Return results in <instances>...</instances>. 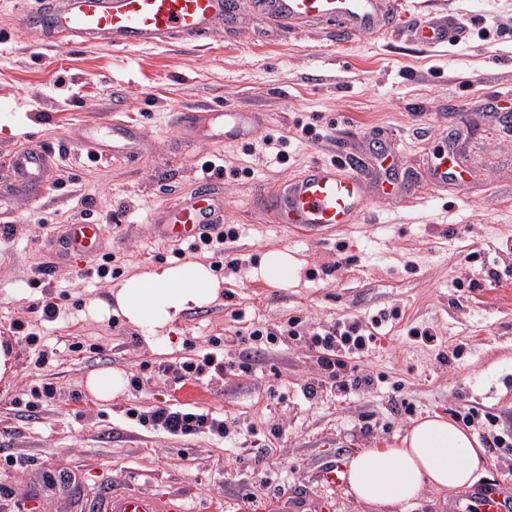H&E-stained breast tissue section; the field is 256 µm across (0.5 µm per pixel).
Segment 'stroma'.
<instances>
[{
  "mask_svg": "<svg viewBox=\"0 0 512 512\" xmlns=\"http://www.w3.org/2000/svg\"><path fill=\"white\" fill-rule=\"evenodd\" d=\"M234 3V24L208 41L115 49L28 34L14 0H0V185L15 150L52 155L38 198L12 194L0 206V337L16 369L0 380V512H87L109 484L184 498L191 512H292L298 490L304 512H368L319 484L332 457L397 446L421 417L471 407L512 435V0H402L387 30L269 35L249 0ZM451 15L464 32L447 45L412 39L411 21ZM197 105L260 112L264 124L252 141L176 155L175 114ZM115 118L139 127L137 152L88 154L82 134ZM268 136L282 139L283 159L265 148ZM372 142L392 146L393 180H377ZM449 144L462 180L438 190L422 165ZM343 154L363 161L365 220L306 235L253 211L260 192ZM206 183L237 227L229 248L243 264L219 271L222 298L186 312L169 346L155 349L123 317L89 305L108 300L116 277L211 260L156 227ZM71 224L103 225L113 276H90L85 258L59 259ZM275 248L300 263L285 287L259 272ZM48 263L53 271L38 274ZM49 302L60 309L52 322ZM383 313L375 346L350 360L372 385L305 398L319 373L308 336ZM292 316L301 338L249 349L234 337ZM18 322L54 351L49 364L32 362ZM214 337L223 345L212 347ZM73 342L80 351L69 352ZM211 350L223 371L179 382L158 371ZM103 367L128 378L109 402L85 387ZM44 383L53 398L29 408L30 386ZM164 406L223 417L230 434L156 430L147 417Z\"/></svg>",
  "mask_w": 512,
  "mask_h": 512,
  "instance_id": "1",
  "label": "stroma"
}]
</instances>
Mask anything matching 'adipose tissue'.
<instances>
[{
    "label": "adipose tissue",
    "mask_w": 512,
    "mask_h": 512,
    "mask_svg": "<svg viewBox=\"0 0 512 512\" xmlns=\"http://www.w3.org/2000/svg\"><path fill=\"white\" fill-rule=\"evenodd\" d=\"M222 288L208 265L187 260L129 276L112 288L104 311L123 316L149 343L163 348L181 314L213 303ZM484 454L474 435L441 415H429L416 421L398 446L352 457L349 490L371 512H393L426 486L447 495L467 489L484 470Z\"/></svg>",
    "instance_id": "obj_1"
}]
</instances>
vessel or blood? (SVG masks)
<instances>
[{
  "mask_svg": "<svg viewBox=\"0 0 512 512\" xmlns=\"http://www.w3.org/2000/svg\"><path fill=\"white\" fill-rule=\"evenodd\" d=\"M258 12L275 21L283 31L300 23L324 20L342 28L372 30L385 23L394 10L392 0H254ZM232 14L230 0H56L42 19L44 27L61 35L101 38L108 45L136 48L159 45L173 39L199 42L213 37L225 18ZM176 121L186 144L202 140L246 141L261 127L258 113L232 110L219 113L203 107L177 112ZM139 138L136 126L119 121L96 129L82 139L84 148L98 156L109 148L133 150ZM18 187L36 193L48 169L46 153L24 147L12 156ZM367 206L364 183L351 157L331 164L310 167L299 179L283 184L273 197L260 196L255 211L272 215L275 223L295 229H318L351 224ZM211 204L200 195L188 203L167 208L159 221L164 237L194 238L208 224ZM103 232L97 224L70 225L63 251L85 257L99 250ZM347 462L336 458L322 472L321 479L332 489L344 485ZM98 512H187L185 502L165 496L105 491ZM449 512H512V490L494 485L477 486L466 502L455 503Z\"/></svg>",
  "mask_w": 512,
  "mask_h": 512,
  "instance_id": "vessel-or-blood-1",
  "label": "vessel or blood"
}]
</instances>
